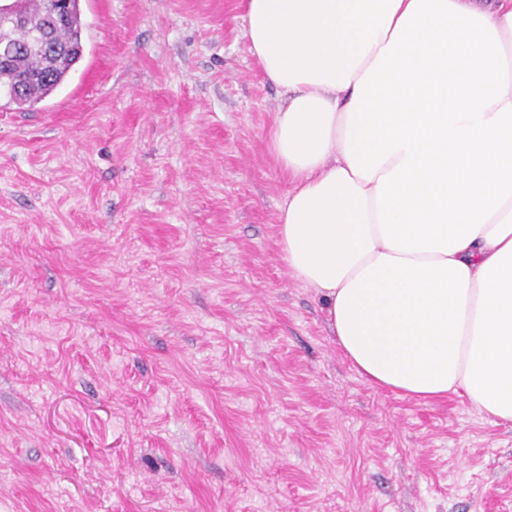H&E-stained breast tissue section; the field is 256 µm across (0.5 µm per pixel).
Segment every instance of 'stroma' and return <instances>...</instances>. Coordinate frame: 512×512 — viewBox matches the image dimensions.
Wrapping results in <instances>:
<instances>
[{"instance_id":"1","label":"stroma","mask_w":512,"mask_h":512,"mask_svg":"<svg viewBox=\"0 0 512 512\" xmlns=\"http://www.w3.org/2000/svg\"><path fill=\"white\" fill-rule=\"evenodd\" d=\"M245 0H82L0 95V512H512V424L375 387L276 224ZM67 20L59 26L39 33V47L51 53V40L60 48L57 57L28 49L30 29L12 28L5 40L0 38V54L9 53V65L0 63V87L5 89L8 103L19 110H29L53 95L66 81L70 71L84 56L83 22L80 0H66ZM25 48V51L22 50Z\"/></svg>"}]
</instances>
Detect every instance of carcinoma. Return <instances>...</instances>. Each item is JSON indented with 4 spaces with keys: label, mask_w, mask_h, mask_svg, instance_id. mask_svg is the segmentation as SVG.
I'll list each match as a JSON object with an SVG mask.
<instances>
[{
    "label": "carcinoma",
    "mask_w": 512,
    "mask_h": 512,
    "mask_svg": "<svg viewBox=\"0 0 512 512\" xmlns=\"http://www.w3.org/2000/svg\"><path fill=\"white\" fill-rule=\"evenodd\" d=\"M67 20L51 28V38L60 48L56 57L28 50L30 29H11L0 41V54L8 53L12 61L0 63V87L5 89L8 103L27 110L53 95L66 81L70 71L84 56L83 22L80 0H66ZM55 0H36L29 19L45 24L50 21Z\"/></svg>",
    "instance_id": "carcinoma-1"
}]
</instances>
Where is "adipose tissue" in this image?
Segmentation results:
<instances>
[{
    "label": "adipose tissue",
    "mask_w": 512,
    "mask_h": 512,
    "mask_svg": "<svg viewBox=\"0 0 512 512\" xmlns=\"http://www.w3.org/2000/svg\"><path fill=\"white\" fill-rule=\"evenodd\" d=\"M278 244L372 385L512 423V0H246Z\"/></svg>",
    "instance_id": "adipose-tissue-1"
}]
</instances>
